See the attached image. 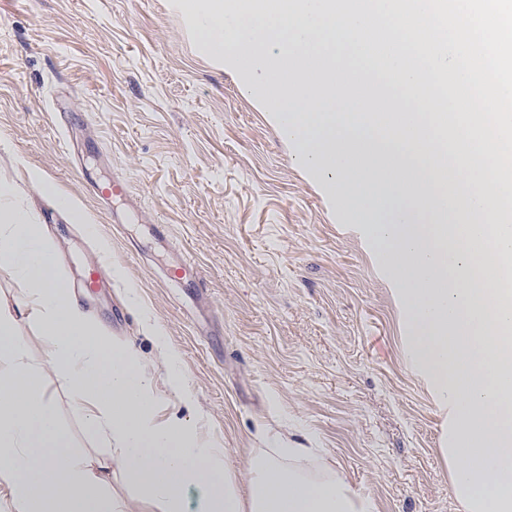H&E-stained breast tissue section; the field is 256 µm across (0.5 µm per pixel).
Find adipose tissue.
<instances>
[{
	"label": "adipose tissue",
	"instance_id": "obj_1",
	"mask_svg": "<svg viewBox=\"0 0 512 512\" xmlns=\"http://www.w3.org/2000/svg\"><path fill=\"white\" fill-rule=\"evenodd\" d=\"M217 65L232 63L247 89L265 100L299 159L332 189L356 196V174L373 196L395 203L411 196L398 219L370 225L381 242L391 279L410 322L405 347L414 371L427 379L450 427L440 454L463 512H512V290L477 281L474 267L496 268L512 258V220L485 192L501 181L496 146L481 133L457 139L454 91L477 86L468 60L483 49L479 31L440 37L429 71L448 64L440 92L416 83L418 63L395 48L375 49L363 30V0H173ZM353 46L347 63L361 75H393L406 91L404 123L378 122L367 112L347 115L352 150L336 144L335 51ZM322 64L318 78L302 68ZM467 175L446 190L448 160ZM14 183L0 180V267L13 270L22 301L0 306V491L15 512H186L191 487L202 490L197 512H376L373 500L343 477L315 480L288 467L310 449L278 446L253 457L240 493L223 449L202 445L193 429L158 426L157 395L135 356L99 336L62 285L40 225L17 201ZM35 321L50 345L49 365L68 384L87 431L109 452L90 465L60 425L20 336L22 318ZM119 473L133 494L119 503L104 478Z\"/></svg>",
	"mask_w": 512,
	"mask_h": 512
}]
</instances>
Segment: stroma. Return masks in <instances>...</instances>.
<instances>
[{
    "mask_svg": "<svg viewBox=\"0 0 512 512\" xmlns=\"http://www.w3.org/2000/svg\"><path fill=\"white\" fill-rule=\"evenodd\" d=\"M244 81L199 51L172 0H0V180L45 226L66 288L102 269L83 311L152 380L157 422L194 426L237 475L277 439L313 449L296 468L341 475L377 512H461L374 213L299 163ZM116 173L133 199L120 224L93 191ZM180 254L202 275L188 296L165 276ZM19 331L74 448L105 453L38 326Z\"/></svg>",
    "mask_w": 512,
    "mask_h": 512,
    "instance_id": "1",
    "label": "stroma"
}]
</instances>
